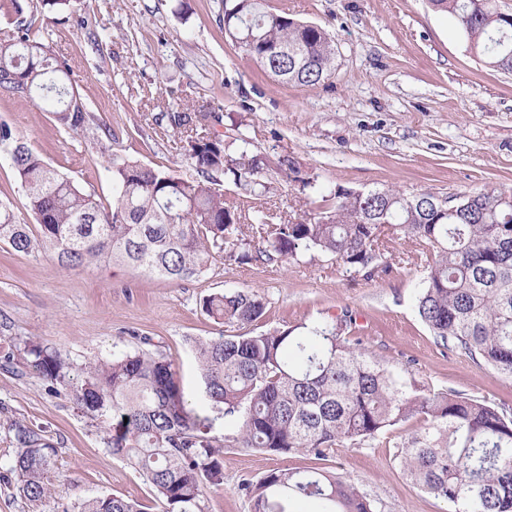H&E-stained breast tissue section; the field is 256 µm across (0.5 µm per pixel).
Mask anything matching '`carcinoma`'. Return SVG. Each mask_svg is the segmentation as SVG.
I'll return each instance as SVG.
<instances>
[{
	"label": "carcinoma",
	"instance_id": "1",
	"mask_svg": "<svg viewBox=\"0 0 512 512\" xmlns=\"http://www.w3.org/2000/svg\"><path fill=\"white\" fill-rule=\"evenodd\" d=\"M452 16L483 61L512 73V23L494 0H429ZM19 18L0 38V98L31 101L55 126L76 137L93 117L68 61L38 36L36 21L73 14L89 0H40V16H20L17 0H3ZM225 35L273 77L316 84L331 74L333 40L325 28L265 9L262 0H223ZM179 126L222 123L217 112L170 117ZM186 160L196 177L107 155L112 203L47 163L0 122V156L10 162L39 225L33 234L10 202L0 200V242L28 254L54 251L66 267L104 257L141 274L183 281L198 275L214 249L243 235L259 236L256 258L295 259L323 253L371 274L383 238L417 242L427 260L417 311L436 340L512 378V193L489 189L461 194L453 215H442L431 193L377 189L372 198L339 186L310 210L280 224L262 210L229 207L215 188L229 176L239 194L270 191L265 159L229 151L209 132L187 136ZM245 252L241 262L254 258ZM221 324L250 325L265 303L243 290L215 293L203 302ZM354 320L316 318L286 330L246 332L202 341L195 352L202 395L211 408L237 421L231 446L319 460L336 447L361 445L402 430L400 464L421 489L452 512H512V414L489 399L433 392L408 371L352 341ZM24 363L50 384L72 393L93 416L112 417L107 446L154 488L162 512H204V487L224 484V444L210 435L209 416L189 408L170 361L160 352L120 353L90 361L72 374L59 353L38 343L23 348ZM423 421L413 428L411 422ZM10 472L30 501L50 491L55 448L40 431L14 423ZM240 491L251 512H292L293 500L318 499L327 512H375L373 501L346 478L313 469L277 468ZM77 512H144L143 505L103 495L75 505Z\"/></svg>",
	"mask_w": 512,
	"mask_h": 512
}]
</instances>
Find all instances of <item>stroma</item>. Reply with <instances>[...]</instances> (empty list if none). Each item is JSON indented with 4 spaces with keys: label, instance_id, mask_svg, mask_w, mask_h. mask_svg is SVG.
Returning a JSON list of instances; mask_svg holds the SVG:
<instances>
[{
    "label": "stroma",
    "instance_id": "1",
    "mask_svg": "<svg viewBox=\"0 0 512 512\" xmlns=\"http://www.w3.org/2000/svg\"><path fill=\"white\" fill-rule=\"evenodd\" d=\"M90 3L88 11L56 17L42 34L69 60L94 128L72 138L49 113L16 100H0V119L102 201L112 198L106 151L193 176L182 150L186 132L166 116L204 107L222 113L219 131L231 151L289 156L313 182L305 193L267 172L273 190L260 206L278 222L339 186L440 197L512 189V74L482 62L452 18L427 0H266L269 11L320 25L334 39L331 76L306 86L269 76L225 36L222 0ZM105 125L117 141L104 139ZM258 245L252 238L226 244L198 276L168 281L108 258L67 268L52 251L22 254L0 242V512H65L103 494L157 512L150 484L108 448L109 420L86 413L69 391L51 389L23 363L29 340L76 369L117 353H163L188 402L210 417L212 435L226 445L235 429L203 403L194 348L239 334V326L217 323L203 309L207 296L225 290L263 299L258 331L351 313L355 335L378 357L432 390L487 398L512 412V378L437 342L421 320L416 296L425 258L412 240H388L371 275L319 253L239 262ZM16 421L40 429L56 450L52 493L36 502L19 494L9 472ZM397 454L382 438L334 448L323 461L226 445L224 483L205 488V512H250L240 484L278 467L341 474L377 512H449L406 477Z\"/></svg>",
    "mask_w": 512,
    "mask_h": 512
}]
</instances>
